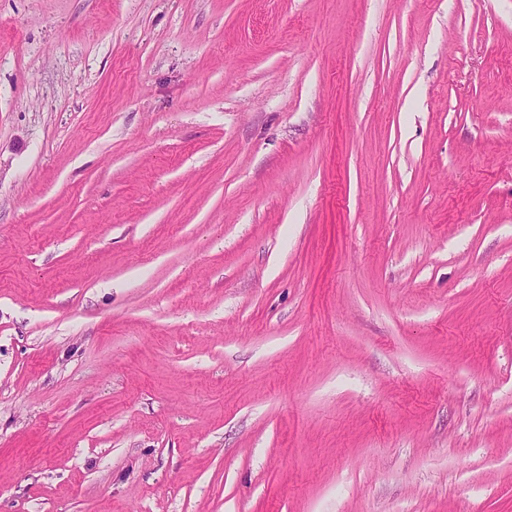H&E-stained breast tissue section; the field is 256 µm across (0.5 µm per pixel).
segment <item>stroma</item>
I'll return each instance as SVG.
<instances>
[{
  "label": "stroma",
  "mask_w": 512,
  "mask_h": 512,
  "mask_svg": "<svg viewBox=\"0 0 512 512\" xmlns=\"http://www.w3.org/2000/svg\"><path fill=\"white\" fill-rule=\"evenodd\" d=\"M0 512H512V0H0Z\"/></svg>",
  "instance_id": "obj_1"
}]
</instances>
